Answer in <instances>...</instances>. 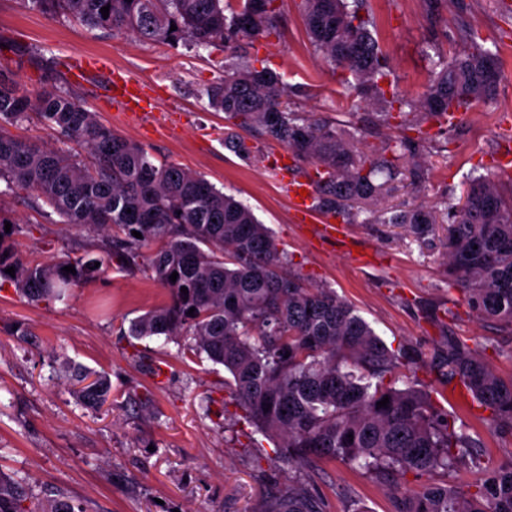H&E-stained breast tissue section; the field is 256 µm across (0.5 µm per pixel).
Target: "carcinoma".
Segmentation results:
<instances>
[{"label": "carcinoma", "instance_id": "carcinoma-1", "mask_svg": "<svg viewBox=\"0 0 512 512\" xmlns=\"http://www.w3.org/2000/svg\"><path fill=\"white\" fill-rule=\"evenodd\" d=\"M30 2L143 42L224 50V75L197 89V96L232 121L225 148L262 160L240 134L254 130L324 172L320 211L346 224L367 213L366 223L403 225L418 237L433 232L436 212L425 204L384 206L389 182L406 175L412 190L421 191L418 157L436 138L448 141V113L492 100L500 79L497 53L473 39L467 52L434 63L421 94L394 91L388 98L381 83L390 65L369 29L367 0H299L315 50L332 69L352 76L357 96L381 106L382 124L415 132L367 150L357 131L298 111L281 74L250 52L256 38L278 33L277 0ZM34 119L78 149H54L10 131ZM379 174L387 180L375 182ZM0 183V198L31 193L93 241L80 255L27 261L14 248L19 227L0 209V280L28 300H60L110 267L130 270L145 257V273L170 299L133 319L128 335L163 336L177 343L179 358L205 357L229 373L224 386L253 433L277 440L275 458L293 472L288 484L265 497L260 512H325L323 498L301 477L316 459L375 476L480 470L478 440L433 400L418 376L422 369L443 387L463 388L487 412L491 429L512 434V378L498 377L467 340L448 339L429 364L411 344L388 347L333 289L308 285L291 271L287 255L249 208L195 171L156 162L101 124L77 95L45 91L33 98L0 73ZM447 218L448 280L460 295L452 306L462 303L478 319L512 325V198L492 177L472 178L464 204L450 207ZM65 266L76 273L62 271ZM9 267L15 275L5 272ZM66 377L84 406L99 409L112 400L105 374L73 366ZM385 396L387 406H377ZM27 500L13 480L0 476V512H35ZM45 512L87 509L62 497ZM395 512H512V463L466 484L426 483L397 499Z\"/></svg>", "mask_w": 512, "mask_h": 512}]
</instances>
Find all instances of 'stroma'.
Masks as SVG:
<instances>
[{
    "mask_svg": "<svg viewBox=\"0 0 512 512\" xmlns=\"http://www.w3.org/2000/svg\"><path fill=\"white\" fill-rule=\"evenodd\" d=\"M278 36L257 40L261 58L299 92L295 102L314 118L360 128L367 146L394 136L375 123L374 107L348 96L342 73L332 72L312 46L294 0H278ZM372 29L404 95L426 85L429 54L460 52L478 33L500 56L512 54V10L503 0H370ZM0 38L20 51H0V71L29 93L73 90L106 127L142 145L159 161L179 163L251 208L273 232L294 271L334 288L387 344L409 342L427 356L449 337L485 350L488 365L512 376V331L477 320L466 307L445 316L448 278L444 225L419 239L395 224L348 225L346 236L318 244L292 218L288 184L313 173L282 145L258 140V163L224 147V113L197 97L219 77L222 51L199 52L142 42L51 17L29 0H0ZM150 87L155 107L144 116L122 111L110 88L113 73ZM512 139V73L502 75L496 99L478 103L449 135L425 151L426 190L415 196L396 180L387 204L431 206L458 202L470 175L492 169V152ZM19 224L17 250L48 262L80 251L84 232L39 212L26 192L0 200ZM167 290L141 272L110 270L72 296L32 303L0 285V475L21 483L33 501L50 495L83 501L88 512H259L288 472L270 458L254 460L250 425L224 387L222 366L177 360L175 342L124 335L131 319L161 306ZM26 339L12 336V326ZM106 373L112 402L94 411L72 394L64 363ZM166 368L156 379L151 366ZM457 425L478 439L484 469L512 462V436L479 420L456 396L444 403ZM326 512H394L398 492L418 489L413 475L380 478L338 461H319L311 475Z\"/></svg>",
    "mask_w": 512,
    "mask_h": 512,
    "instance_id": "stroma-1",
    "label": "stroma"
}]
</instances>
